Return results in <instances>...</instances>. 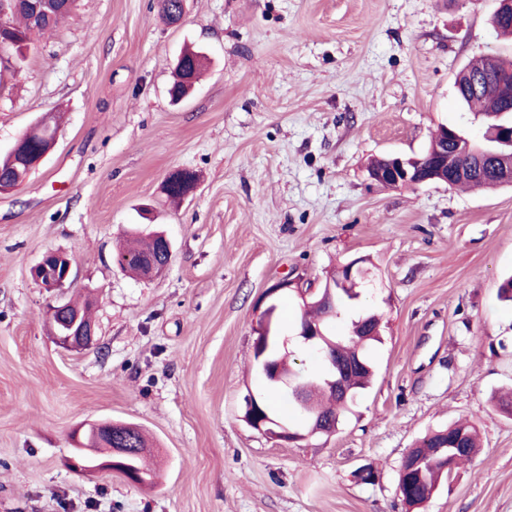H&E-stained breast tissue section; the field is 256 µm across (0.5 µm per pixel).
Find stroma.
I'll return each instance as SVG.
<instances>
[{
    "mask_svg": "<svg viewBox=\"0 0 512 512\" xmlns=\"http://www.w3.org/2000/svg\"><path fill=\"white\" fill-rule=\"evenodd\" d=\"M496 0H76L54 36L0 81V152L43 115L57 144L0 193V512H512V185L385 189L370 161L414 156L442 125L478 136L456 94L470 61L512 56ZM210 64L168 88L185 46ZM187 169L180 205L162 190ZM166 233L168 270L115 260L132 231ZM50 251L90 296L97 336L59 348L34 280ZM362 258L382 317L371 387L337 431L285 443L242 419L262 394L260 314L291 336L299 292ZM288 287L273 292L279 282ZM472 419L482 450L409 508L402 458L429 429ZM145 432L153 485L68 460L81 425ZM370 464L376 483L355 470Z\"/></svg>",
    "mask_w": 512,
    "mask_h": 512,
    "instance_id": "1",
    "label": "stroma"
}]
</instances>
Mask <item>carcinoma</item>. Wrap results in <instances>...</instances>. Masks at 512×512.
Listing matches in <instances>:
<instances>
[{
  "label": "carcinoma",
  "mask_w": 512,
  "mask_h": 512,
  "mask_svg": "<svg viewBox=\"0 0 512 512\" xmlns=\"http://www.w3.org/2000/svg\"><path fill=\"white\" fill-rule=\"evenodd\" d=\"M68 12L69 8L59 7L42 22L35 24L22 0L18 8L0 18V38L18 43L36 36L49 37ZM205 67L206 56L199 51H185L182 64L175 68L174 81L168 90L170 99L174 102L181 101L192 87L193 80L199 79ZM489 75L496 76L511 85L512 60L494 56L477 59L465 66L455 80L458 98L474 110L476 117L496 114L505 108L500 96L487 91L482 86V80ZM42 144L43 141L34 137L19 139L16 142L15 156L7 154L0 157V178L11 182L15 187L21 185L30 175V164L40 154ZM511 163L512 146L500 144L485 131L474 158L478 172L470 179L454 181V186L474 190L493 189L500 185L504 165ZM159 249L160 238L153 235L141 240L138 246L132 249L118 252L117 262L134 274L142 276L144 266L141 261L151 255H157ZM363 282L365 279L361 275L345 279L342 287L334 289L328 303L321 300L318 292L311 295L309 299L302 300L303 310L298 323L300 327L305 324L319 326L323 332V339L318 342L317 347L336 352L338 359L344 357L345 353L352 348L359 349L365 366L350 379L347 402H341V398L326 386V369L312 371L303 366L294 367L290 364L289 350L285 347V336L274 330L264 337V357L256 361L257 367L260 368L263 362L270 361L290 378L301 374L303 389L301 396L298 397L293 389L287 390L278 383L267 380L265 395L260 398V403L264 411L278 421H284V417L279 414L282 408L288 410V415L299 418L303 424L302 429L298 431L300 435L307 434L311 424L319 420H330L333 425H339L341 419L351 411L356 397L367 387L370 380L372 365L367 351L370 344L379 339V317L374 313L357 314L348 321L346 335L338 336L330 332L331 324L340 319L347 312L351 302L358 297L355 288ZM329 306L336 309V316L327 315ZM439 439L448 440V447H450L448 456L444 458L432 454L435 441ZM478 450V429L470 420L456 421L427 434L417 445V465L400 478L403 484L401 493L403 501L411 507L421 505L420 490L440 487L461 464L472 460Z\"/></svg>",
  "instance_id": "1"
}]
</instances>
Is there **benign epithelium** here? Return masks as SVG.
Listing matches in <instances>:
<instances>
[{
	"label": "benign epithelium",
	"instance_id": "benign-epithelium-1",
	"mask_svg": "<svg viewBox=\"0 0 512 512\" xmlns=\"http://www.w3.org/2000/svg\"><path fill=\"white\" fill-rule=\"evenodd\" d=\"M498 7L492 14L490 23L493 28L512 26V0H497ZM486 90L501 95L508 111H512V86L488 76L483 81ZM451 137L458 142L456 150L451 153H434L430 150L416 157L402 158L399 156L386 159L383 169H369L370 178L385 189L412 187L432 182L450 183L464 178L474 170L464 162L470 154L469 147L461 145L465 137L457 132H451ZM172 257L169 241H164V255L149 260L148 275L162 274ZM34 280L49 292H61L70 284L72 276V261L64 253L48 252L32 269ZM47 318L55 327L53 338L65 350L76 351L94 342L95 324L80 318V314H70L67 303L58 300L50 305ZM246 412L244 421L253 429L280 441H288L294 432L288 425L270 416L259 417L256 409L258 399L251 394L245 399ZM132 429L127 423L107 420L94 421L88 424L84 431L76 430V445L69 463L70 466L83 473H110L121 466L125 478L134 483L142 484L141 475L129 466L128 460L145 452L143 448L132 447L129 433Z\"/></svg>",
	"mask_w": 512,
	"mask_h": 512
}]
</instances>
